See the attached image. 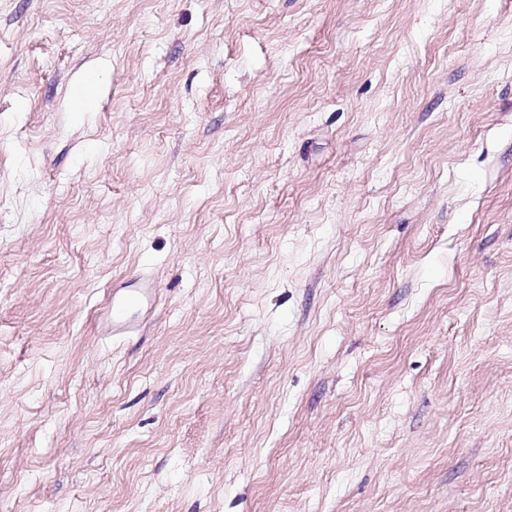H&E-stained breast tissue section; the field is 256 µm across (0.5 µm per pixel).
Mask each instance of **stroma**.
I'll use <instances>...</instances> for the list:
<instances>
[{
    "label": "stroma",
    "mask_w": 512,
    "mask_h": 512,
    "mask_svg": "<svg viewBox=\"0 0 512 512\" xmlns=\"http://www.w3.org/2000/svg\"><path fill=\"white\" fill-rule=\"evenodd\" d=\"M0 512H512V0H0ZM158 291L153 279L141 276L135 283H122L112 286V292L102 307V315L107 324L108 335H123L135 329V323L128 317L127 308L131 304L152 306Z\"/></svg>",
    "instance_id": "obj_1"
}]
</instances>
